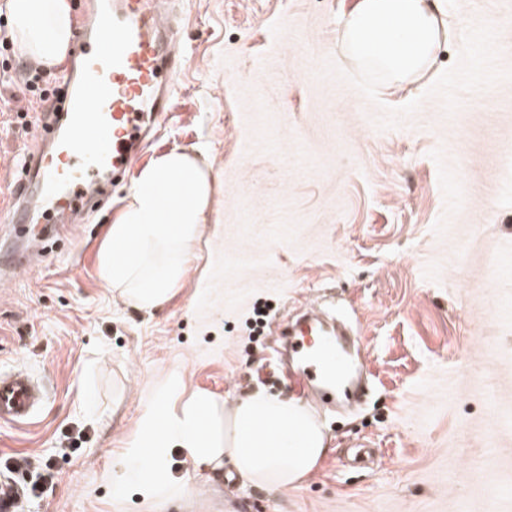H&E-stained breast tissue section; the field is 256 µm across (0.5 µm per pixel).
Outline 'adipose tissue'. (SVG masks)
<instances>
[{"mask_svg":"<svg viewBox=\"0 0 512 512\" xmlns=\"http://www.w3.org/2000/svg\"><path fill=\"white\" fill-rule=\"evenodd\" d=\"M7 14L24 55L53 66L72 39L70 0H7ZM444 0H359L342 21L344 58L403 87L431 71L447 33ZM207 164L172 151L138 174L121 215L98 256L102 282L146 313L162 307L188 271L186 260L206 222ZM171 377L157 404L138 420V434L112 484L121 497L181 493L167 476L169 449H181L193 469L233 471L245 486L298 487L327 453L323 427L303 405L260 391L221 407L205 390L182 399Z\"/></svg>","mask_w":512,"mask_h":512,"instance_id":"obj_1","label":"adipose tissue"}]
</instances>
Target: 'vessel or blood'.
<instances>
[{
    "instance_id": "vessel-or-blood-1",
    "label": "vessel or blood",
    "mask_w": 512,
    "mask_h": 512,
    "mask_svg": "<svg viewBox=\"0 0 512 512\" xmlns=\"http://www.w3.org/2000/svg\"><path fill=\"white\" fill-rule=\"evenodd\" d=\"M74 65L61 75L60 107L44 113L40 145L19 168V191L6 235L20 241L30 224H71L112 194L155 124L171 109L167 81L181 60L176 32L159 24L158 0H97L79 34ZM309 309L276 324L278 369L298 374L322 406L335 408L365 391L362 359H348L345 339L317 323ZM44 405L37 380L0 373V422L20 424Z\"/></svg>"
}]
</instances>
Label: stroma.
Segmentation results:
<instances>
[{
  "mask_svg": "<svg viewBox=\"0 0 512 512\" xmlns=\"http://www.w3.org/2000/svg\"><path fill=\"white\" fill-rule=\"evenodd\" d=\"M358 0H178L174 109L136 162L203 154L211 204L196 257L151 315L97 275L132 189L0 286V373L26 370L45 405L0 423V460L29 457L53 492L26 512H512V0H446L432 71L403 89L343 59ZM60 66L0 52V218L41 119L29 79ZM335 296L367 359L356 412L315 409L329 451L299 487L188 473L184 495L112 494L141 412L171 375L183 396L262 387L281 316Z\"/></svg>",
  "mask_w": 512,
  "mask_h": 512,
  "instance_id": "stroma-1",
  "label": "stroma"
}]
</instances>
